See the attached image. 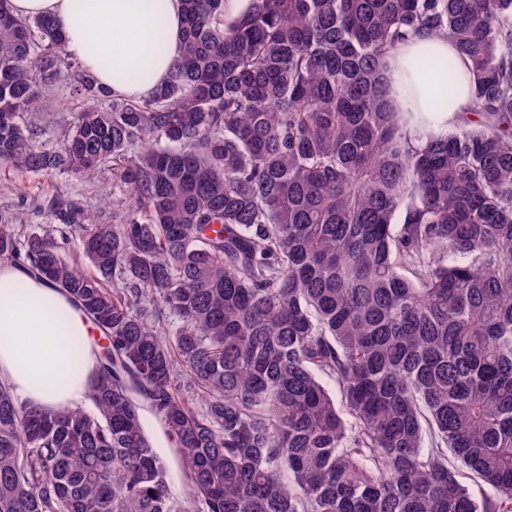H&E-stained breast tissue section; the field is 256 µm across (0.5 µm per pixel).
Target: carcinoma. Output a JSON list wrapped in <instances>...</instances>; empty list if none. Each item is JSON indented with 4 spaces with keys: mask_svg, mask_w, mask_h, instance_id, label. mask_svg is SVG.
<instances>
[{
    "mask_svg": "<svg viewBox=\"0 0 512 512\" xmlns=\"http://www.w3.org/2000/svg\"><path fill=\"white\" fill-rule=\"evenodd\" d=\"M182 5L167 80L131 98L0 0V167L110 165L123 189L110 224L67 202L39 232L0 216V259L99 334L87 408L0 382V512H512V0ZM422 34L456 48L414 61L445 77L433 104L471 88L425 138L384 70ZM71 78L83 103L49 149L24 114ZM144 418L146 427L154 438L157 452L167 463L174 492L178 496L184 495L183 475L173 443L164 435L160 423L151 412L145 411Z\"/></svg>",
    "mask_w": 512,
    "mask_h": 512,
    "instance_id": "cac0c4a2",
    "label": "carcinoma"
}]
</instances>
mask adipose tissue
<instances>
[{
	"mask_svg": "<svg viewBox=\"0 0 512 512\" xmlns=\"http://www.w3.org/2000/svg\"><path fill=\"white\" fill-rule=\"evenodd\" d=\"M10 5L20 17L56 19L67 53L116 96L148 95L166 78L178 54L181 0H10ZM159 29L166 48L157 55L151 40ZM453 51L446 38L417 35L386 58L392 97L403 111L427 114L437 134L450 129L469 90L458 86L453 109L433 113L421 92L424 77L412 62L425 52L441 57ZM113 57L147 70L150 81L130 84L115 77L106 66ZM73 336L88 338L89 323L67 296L25 267L0 262V381H7L26 402L51 409L75 406L86 394L93 361L85 359L80 372L72 371L68 346Z\"/></svg>",
	"mask_w": 512,
	"mask_h": 512,
	"instance_id": "ef3b65f1",
	"label": "adipose tissue"
}]
</instances>
